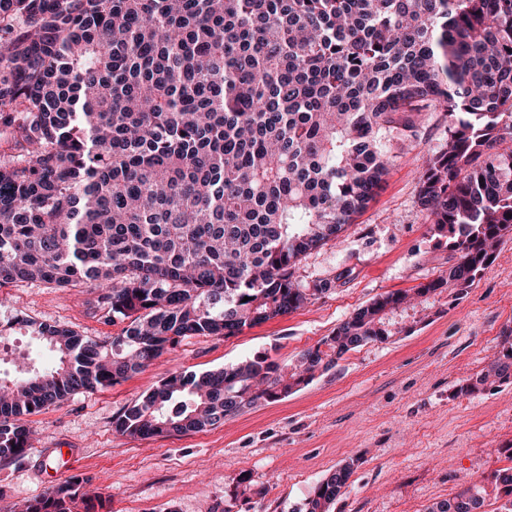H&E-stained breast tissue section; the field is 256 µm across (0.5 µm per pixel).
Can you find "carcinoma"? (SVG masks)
<instances>
[{
	"instance_id": "1",
	"label": "carcinoma",
	"mask_w": 512,
	"mask_h": 512,
	"mask_svg": "<svg viewBox=\"0 0 512 512\" xmlns=\"http://www.w3.org/2000/svg\"><path fill=\"white\" fill-rule=\"evenodd\" d=\"M415 207L456 262L414 294L343 320L284 372L257 355L173 372L114 421L133 438L201 432L285 397L417 300L463 299L512 236V0H0V287L98 290L121 334L22 318L54 367L0 383V460L31 448L25 417L118 384L191 336L230 337L327 293L302 256L341 238L429 115ZM512 380V338L471 394ZM356 460L299 512H330ZM512 512V467L493 474ZM74 476L24 512H102ZM471 485L427 512H450Z\"/></svg>"
}]
</instances>
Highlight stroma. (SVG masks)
Returning a JSON list of instances; mask_svg holds the SVG:
<instances>
[{
	"label": "stroma",
	"instance_id": "stroma-1",
	"mask_svg": "<svg viewBox=\"0 0 512 512\" xmlns=\"http://www.w3.org/2000/svg\"><path fill=\"white\" fill-rule=\"evenodd\" d=\"M444 141L432 115L416 143H393L397 161L369 207L343 233L303 257L296 275L328 278L330 291L297 311L229 337H189L112 387L72 395L27 417L32 449L0 461V505L12 507L75 475L91 478L109 512H298L337 464L357 459L332 512H426L462 487H485L496 512L493 472L512 455V382L472 394L463 380L481 371L512 332V240L456 305L440 299L411 311V332L348 352L287 397L244 408L202 432L153 438L119 434L114 419L176 370L203 372L264 354L280 365L309 348L374 298L420 286L453 264L446 238L431 232L414 198L427 153ZM95 290L40 283L0 287V316L17 312L101 340L124 322L104 320ZM55 355L19 330L0 347V381L20 364L40 370ZM245 494H236L239 484Z\"/></svg>",
	"mask_w": 512,
	"mask_h": 512
}]
</instances>
